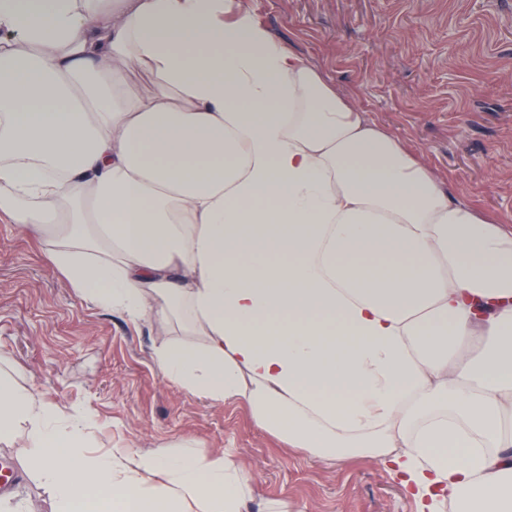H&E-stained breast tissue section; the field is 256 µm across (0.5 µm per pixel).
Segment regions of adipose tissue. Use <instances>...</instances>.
Here are the masks:
<instances>
[{"label":"adipose tissue","mask_w":512,"mask_h":512,"mask_svg":"<svg viewBox=\"0 0 512 512\" xmlns=\"http://www.w3.org/2000/svg\"><path fill=\"white\" fill-rule=\"evenodd\" d=\"M0 222L100 307L182 323L155 352L182 388L379 459L418 512H512V225L233 0H0ZM18 432L59 512L252 498L224 455L94 453L90 416L0 378Z\"/></svg>","instance_id":"1"}]
</instances>
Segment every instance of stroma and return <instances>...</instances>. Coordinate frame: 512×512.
<instances>
[{"mask_svg":"<svg viewBox=\"0 0 512 512\" xmlns=\"http://www.w3.org/2000/svg\"><path fill=\"white\" fill-rule=\"evenodd\" d=\"M402 142L456 198L512 223V0H239ZM179 327L99 307L71 288L46 246L0 223V361L43 399L92 416L95 449L175 453L186 439L246 470L253 498L294 512H417L379 460H329L258 428L240 403L164 377L154 352ZM18 512H57L23 439L0 442Z\"/></svg>","mask_w":512,"mask_h":512,"instance_id":"obj_1","label":"stroma"}]
</instances>
